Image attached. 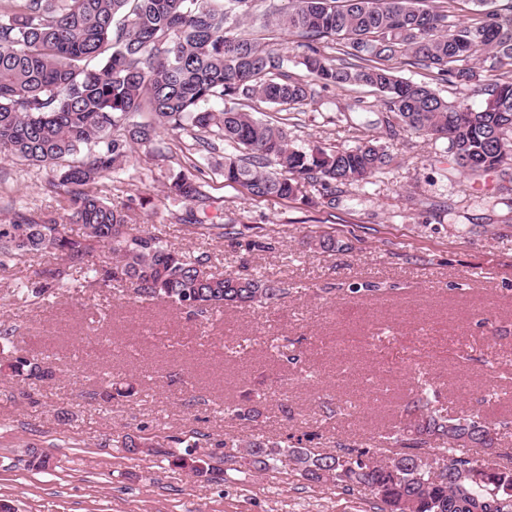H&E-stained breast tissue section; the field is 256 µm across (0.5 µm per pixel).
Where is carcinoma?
Listing matches in <instances>:
<instances>
[{"mask_svg":"<svg viewBox=\"0 0 512 512\" xmlns=\"http://www.w3.org/2000/svg\"><path fill=\"white\" fill-rule=\"evenodd\" d=\"M256 0H0V152L33 165L56 168L54 188L63 190L69 220L80 235L65 232L48 216L23 215L0 224V267L24 257H43L35 277L18 292L45 299L73 272L92 274L96 284H129L138 297L171 301L204 313L224 306L269 303L277 289L240 272L214 273L210 256L177 249L162 234L129 224L125 211L93 190L100 177L129 162L131 145L152 141L155 128L129 123L147 108L160 126L202 132L198 140L224 152V182L265 199L295 200L306 183L320 184L331 199L341 186L368 183L384 173L390 156L370 136L354 146L330 149L293 144L288 132L237 108L259 97L277 107L304 105L315 87L362 85L382 94L376 123L395 119L420 136L444 140L448 161L482 175L512 169V0H468L480 20L459 25L446 6L430 0H287L261 12ZM251 21L297 38L304 75L288 73V56L239 32ZM330 40L342 57L321 46ZM411 56L434 80L460 93L485 97L476 111L465 101L451 104L425 81L396 75L387 62ZM484 72H496L491 83ZM212 101L226 104L218 112ZM105 150L77 160L79 147L115 127ZM276 168L271 169L269 165ZM167 192L198 208L209 197L198 176L180 171ZM112 262H91L95 247ZM18 376L43 382L53 368L35 358L14 357ZM414 409L398 426L396 456L380 461L369 448L319 452L260 438H245L248 470L266 472L285 457L306 480L326 481L350 492L367 491L376 512H512V468H501L497 432L480 416L448 415L418 394ZM165 440L184 448L176 467L197 475L217 468L194 453L193 430ZM130 454L155 447L152 434H126ZM443 445L442 460L417 450ZM483 450L479 461L473 452Z\"/></svg>","mask_w":512,"mask_h":512,"instance_id":"carcinoma-1","label":"carcinoma"}]
</instances>
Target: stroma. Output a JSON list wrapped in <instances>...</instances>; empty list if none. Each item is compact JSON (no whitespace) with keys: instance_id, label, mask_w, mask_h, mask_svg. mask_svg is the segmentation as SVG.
Wrapping results in <instances>:
<instances>
[{"instance_id":"stroma-1","label":"stroma","mask_w":512,"mask_h":512,"mask_svg":"<svg viewBox=\"0 0 512 512\" xmlns=\"http://www.w3.org/2000/svg\"><path fill=\"white\" fill-rule=\"evenodd\" d=\"M379 99L332 86L289 110L240 104L299 146H351L370 134L386 148L393 160L383 174L332 201L315 183L295 201L250 197L225 185L223 148L204 151L195 130L161 126L96 183L131 224L277 288L265 307L193 315L82 276L26 302L14 290L31 267L0 268V332L10 335L0 339V499L18 512H373L371 495L309 482L286 464L249 472L232 443L294 435L319 450L378 449L422 389L445 412L498 426L500 451L512 453V172L473 176L433 141L366 130ZM192 162L210 197L194 225L181 220L189 204L165 188ZM54 178L52 168L0 154V224L26 211L63 217ZM206 224L223 234L203 233ZM322 236L336 250L316 247ZM254 239L269 249H249ZM343 336L357 337L352 350L339 349ZM17 355L49 363L55 380L15 376L7 364ZM107 377L131 384L133 396L104 402ZM229 406L259 416L240 420ZM142 428L210 436L202 452L222 478L191 476L162 448L122 451V437ZM31 444L49 469L28 468Z\"/></svg>"}]
</instances>
